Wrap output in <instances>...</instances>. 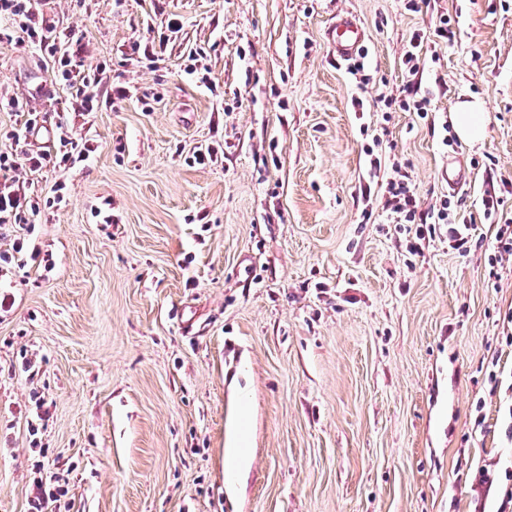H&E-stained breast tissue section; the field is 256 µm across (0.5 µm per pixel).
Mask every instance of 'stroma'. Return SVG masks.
<instances>
[{
    "mask_svg": "<svg viewBox=\"0 0 512 512\" xmlns=\"http://www.w3.org/2000/svg\"><path fill=\"white\" fill-rule=\"evenodd\" d=\"M340 9L368 33L360 77L325 35ZM56 10L131 95L82 115L49 63L0 44V97L44 121L31 149L63 130L94 146L25 185L64 181L67 202L31 228L40 266L0 268V512H30L41 488L46 512H497L473 477L512 469V256L490 268L481 201L512 219V0ZM442 14L451 39L409 75L412 33ZM171 18L163 53L129 56ZM407 85L426 118L378 104ZM469 98L486 108L475 144L449 129ZM201 146L212 159L190 163ZM397 168L420 210L447 198L473 217L467 252L383 210ZM239 446L248 471L229 483Z\"/></svg>",
    "mask_w": 512,
    "mask_h": 512,
    "instance_id": "obj_1",
    "label": "stroma"
}]
</instances>
